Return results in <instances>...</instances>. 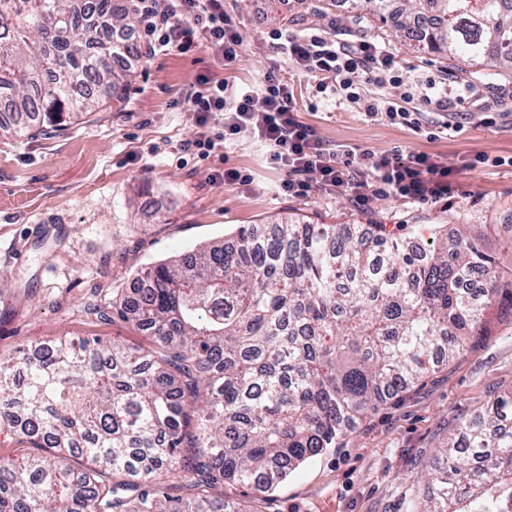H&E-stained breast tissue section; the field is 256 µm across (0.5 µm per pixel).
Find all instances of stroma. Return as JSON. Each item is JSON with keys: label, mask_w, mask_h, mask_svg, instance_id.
Instances as JSON below:
<instances>
[{"label": "stroma", "mask_w": 512, "mask_h": 512, "mask_svg": "<svg viewBox=\"0 0 512 512\" xmlns=\"http://www.w3.org/2000/svg\"><path fill=\"white\" fill-rule=\"evenodd\" d=\"M245 46L231 64L209 45L186 54L158 52L131 69L123 100L76 121L64 133L0 136V355L58 339L95 336L107 343L150 347L134 322L112 315V300L133 273L161 260L217 244L238 226L271 224H412L425 240L434 224H486L487 247L503 273L512 272V167L465 168L475 154L512 157V77L491 82L477 67L418 53L392 25L325 0L322 12L297 0H226ZM277 29L352 40L365 33L395 53L408 76L436 74L474 84L499 109L493 126L478 117L439 132L433 114L419 130L366 116L317 93L313 80L284 67L298 120L330 145L376 154L428 153L454 173L448 201L418 204L384 196L358 202L312 191L277 195L280 177L252 139L217 145L208 159L188 149L197 131L188 98L200 73L242 84L257 82L281 53ZM234 168L241 182L215 184L213 170ZM98 306L107 319L89 315ZM484 330L452 362L402 389L346 430L335 447L293 471L265 498L248 486L216 485L214 497L250 512H411L421 487L417 471L457 439L463 423L488 401L512 394V316L500 302L483 306Z\"/></svg>", "instance_id": "1"}]
</instances>
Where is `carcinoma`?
Listing matches in <instances>:
<instances>
[{"mask_svg": "<svg viewBox=\"0 0 512 512\" xmlns=\"http://www.w3.org/2000/svg\"><path fill=\"white\" fill-rule=\"evenodd\" d=\"M119 0H0V135L64 130L108 111L135 57L114 32ZM405 30L413 49L512 73V6L503 0H352ZM412 224L244 225L221 245L148 267L112 309L152 349L97 337L0 359V429L40 452L0 459V512H248L211 489L269 492L336 446L390 390L424 378L482 329L460 287L484 278L512 312V276L474 224H435L423 251ZM428 466L413 512H512V396L467 420ZM182 482L194 489L172 494Z\"/></svg>", "mask_w": 512, "mask_h": 512, "instance_id": "1", "label": "carcinoma"}]
</instances>
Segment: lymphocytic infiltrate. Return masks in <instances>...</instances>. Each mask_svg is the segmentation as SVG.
<instances>
[{
	"label": "lymphocytic infiltrate",
	"instance_id": "f902f5d3",
	"mask_svg": "<svg viewBox=\"0 0 512 512\" xmlns=\"http://www.w3.org/2000/svg\"><path fill=\"white\" fill-rule=\"evenodd\" d=\"M141 26L134 36L148 61L158 49L181 53L205 41L233 62L244 46L236 19L225 10L224 0H131ZM294 69L312 79L318 92L336 86L348 103L367 116H382L393 123L419 128V105L440 116V129L457 128L465 114L461 109L471 94L469 86L451 87L432 77L412 80L397 56L372 38L331 43L318 37L278 30L271 32ZM377 87L402 88L399 100H384L367 94L355 84L357 73ZM197 116L198 131L192 142L202 154L216 143L252 137L268 150V158L283 177L281 195L303 198L311 190L345 195L363 201L382 194L424 204L444 201L452 193L453 173L433 157L411 154L400 158L378 155L357 148H332L298 120L293 94L277 63L263 72L258 87H238L211 73L200 74L197 89L188 100ZM318 173L310 184V173Z\"/></svg>",
	"mask_w": 512,
	"mask_h": 512
}]
</instances>
